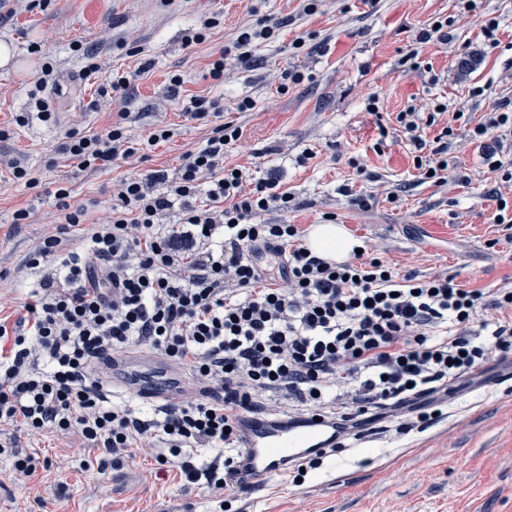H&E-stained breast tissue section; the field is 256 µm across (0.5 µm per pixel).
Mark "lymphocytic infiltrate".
<instances>
[{"label": "lymphocytic infiltrate", "mask_w": 512, "mask_h": 512, "mask_svg": "<svg viewBox=\"0 0 512 512\" xmlns=\"http://www.w3.org/2000/svg\"><path fill=\"white\" fill-rule=\"evenodd\" d=\"M287 17L257 16L239 29L211 63L250 65L257 46L277 39ZM446 110L399 112L417 168L430 182L451 165L444 127L434 140L419 129ZM218 100L193 97L186 120L213 116L210 136L186 152L176 177L161 170L122 181L107 223H87L88 209L69 207L67 188L53 195L66 228L87 243L85 254L59 258L60 236L43 239L29 266L37 276L25 316L0 320V424L27 431L78 430L89 448L120 458L156 436L161 457L180 461L184 478L209 488H246L236 480L245 420L275 427L319 421L336 442L359 436L372 422L394 417L403 432L426 422L428 402L447 396L495 351H512V290L467 288L444 274H397L371 244L335 264L316 255L297 224H263L270 209L288 211L278 173L258 177L227 162L243 129L220 122ZM512 133V100L474 125L490 171L512 181L491 132ZM79 169L107 168L138 147L122 123L104 133L67 130L59 146ZM178 211L172 227L162 216ZM140 347L188 369L201 400L156 406L151 417L109 403L96 372L112 353ZM287 408L268 404V396ZM213 452L204 465L197 449Z\"/></svg>", "instance_id": "obj_1"}]
</instances>
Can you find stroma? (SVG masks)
<instances>
[{"label": "stroma", "instance_id": "stroma-1", "mask_svg": "<svg viewBox=\"0 0 512 512\" xmlns=\"http://www.w3.org/2000/svg\"><path fill=\"white\" fill-rule=\"evenodd\" d=\"M248 0H51L47 10H29L12 0L13 17L0 25V42L14 56L0 65V123L28 116L0 150L38 170L43 187L28 189L0 180V317L15 322L35 279L25 267L45 236L57 233L64 213L45 186L64 182L71 205L88 206L93 219L111 214L121 180L148 170L175 175L187 151L210 133L214 118L185 121L193 96L215 98L223 118L241 125L242 144L232 163L261 172L275 169L291 194L288 212L272 210L265 222L310 228L335 216L351 236L378 243L380 257L399 273H445L468 288H512V226L495 221L496 195L512 202V182L482 163L472 140V121L512 99V0H483L479 11L461 12L456 0H322L317 13L302 14L300 0H260L262 14L292 17L280 38L258 46L247 68L224 62V81L204 74L212 54L231 43L250 22ZM220 24L203 43L189 48L187 32L202 17ZM451 17L447 40L415 47L414 33L439 17ZM499 21L497 48H487L483 26ZM304 38L294 48L296 38ZM137 45L130 55L118 41ZM41 48L30 52L31 45ZM430 66L411 71L402 58L411 49ZM54 64L65 94L41 120L28 93L40 76L39 62ZM100 71L82 80L87 62ZM469 69H462V62ZM301 72L300 84L279 93L283 70ZM134 74L126 99L106 95L112 71ZM183 79L179 97L168 91L170 74ZM437 85H429L430 76ZM484 87L473 96L474 87ZM378 99L366 109L368 96ZM251 98L253 107L237 104ZM448 109L423 128L434 139L444 126L455 136L456 161L448 182H423L397 115L407 105ZM128 112V136L145 146L144 159L116 161L102 170H79L56 148L67 129L105 132L119 112ZM176 129L172 140L151 146L156 125ZM388 138H381V131ZM360 170H353L351 160ZM368 199V208L354 197ZM26 208L27 223L13 214ZM16 437L23 453L49 460L31 476L12 473L0 455V512H512V354L493 356L480 380L449 393L442 416L424 431L402 435L378 429L348 448L328 453L303 484L292 473L268 477L247 490H213L187 482L176 464L158 465L155 451L136 448L120 462L102 460L76 434L27 435L23 427H0Z\"/></svg>", "mask_w": 512, "mask_h": 512}]
</instances>
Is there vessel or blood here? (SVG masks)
I'll use <instances>...</instances> for the list:
<instances>
[{"label": "vessel or blood", "instance_id": "vessel-or-blood-1", "mask_svg": "<svg viewBox=\"0 0 512 512\" xmlns=\"http://www.w3.org/2000/svg\"><path fill=\"white\" fill-rule=\"evenodd\" d=\"M110 379L113 386L132 389L149 400L165 398L182 389L185 380L179 371L145 352L126 354L112 359ZM329 432L313 423L302 429H257L248 434V464L260 475L276 473L284 463L299 458L304 449L324 447Z\"/></svg>", "mask_w": 512, "mask_h": 512}]
</instances>
